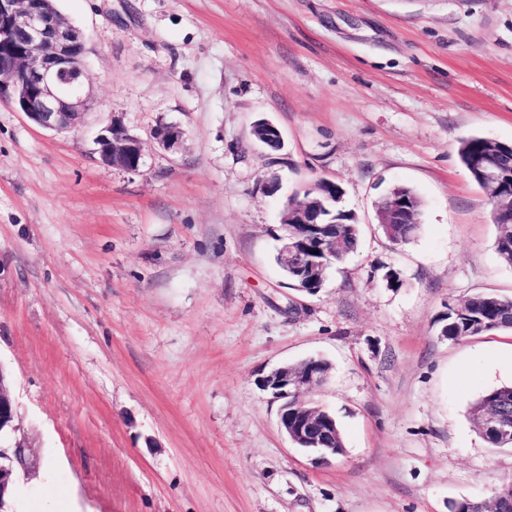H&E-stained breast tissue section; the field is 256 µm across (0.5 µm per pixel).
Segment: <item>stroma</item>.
<instances>
[{"label": "stroma", "mask_w": 512, "mask_h": 512, "mask_svg": "<svg viewBox=\"0 0 512 512\" xmlns=\"http://www.w3.org/2000/svg\"><path fill=\"white\" fill-rule=\"evenodd\" d=\"M92 103L63 134L0 102V368L31 469L9 512H450L512 483L471 405L512 384V333L453 342L449 306L512 297L460 139L512 143V0H59ZM270 120L283 147L250 140ZM121 122L146 164L100 163ZM179 124L183 145L151 137ZM342 189L357 252L317 295L274 261L289 197ZM422 202L397 246L375 203ZM399 285H390L389 273ZM344 452L280 431L272 369ZM308 360L309 362L302 366L284 365L274 369L261 379V384L263 389L269 391L275 399L290 396L296 401L297 404L294 408L288 409L293 405V401L289 406L281 407L280 427L296 446L298 443L307 448H314L316 451H312V454H317L318 460L326 461L329 456L321 453L320 450L336 448V455H341L344 451V444L337 421L327 422V420H334L333 416L328 411L317 407L312 408L313 406L307 405L309 408H306V403L300 399L305 391L313 389L319 376L325 375L318 371L322 367L320 358L312 357ZM310 408L319 412V424L327 430L326 433H323V448H318L320 441L308 428L310 419L316 414Z\"/></svg>", "instance_id": "1"}]
</instances>
